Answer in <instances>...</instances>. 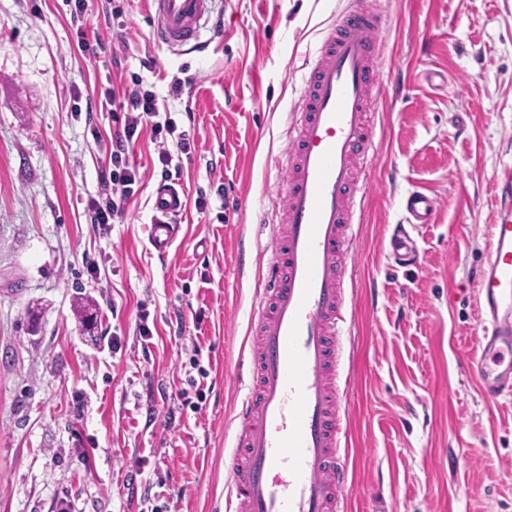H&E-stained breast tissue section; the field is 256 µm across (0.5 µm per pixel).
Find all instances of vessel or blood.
Instances as JSON below:
<instances>
[{
	"mask_svg": "<svg viewBox=\"0 0 512 512\" xmlns=\"http://www.w3.org/2000/svg\"><path fill=\"white\" fill-rule=\"evenodd\" d=\"M213 0H150L153 39L198 47ZM386 27L366 0H349L301 73L276 203L272 258L251 315L257 334L254 375L237 413L225 512H345L349 486V396L340 374L348 262L376 156L373 107L382 87ZM185 207L180 184H160L150 243L174 245V216ZM405 225L389 247L400 266L418 260L410 228L433 223L436 201L421 189L404 201ZM489 255L476 271L481 329L470 363L487 399L512 393V185L488 231Z\"/></svg>",
	"mask_w": 512,
	"mask_h": 512,
	"instance_id": "obj_1",
	"label": "vessel or blood"
}]
</instances>
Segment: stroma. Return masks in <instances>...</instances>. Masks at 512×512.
<instances>
[{
	"mask_svg": "<svg viewBox=\"0 0 512 512\" xmlns=\"http://www.w3.org/2000/svg\"><path fill=\"white\" fill-rule=\"evenodd\" d=\"M373 3L387 38L345 337L347 512H512V395L486 400L467 367L474 272L512 180V0ZM344 5L217 0L206 52L187 54L153 42L149 0H91L87 58L65 0H0V512H224L289 111ZM430 69L448 88L426 83ZM135 77L194 142L164 256L150 244V130L125 223L87 213L116 126L95 102ZM416 187L436 218L415 235L418 267L393 269L388 232Z\"/></svg>",
	"mask_w": 512,
	"mask_h": 512,
	"instance_id": "35a3bbf8",
	"label": "stroma"
}]
</instances>
